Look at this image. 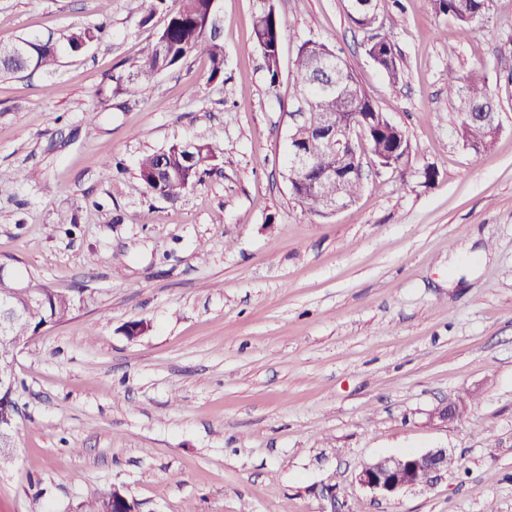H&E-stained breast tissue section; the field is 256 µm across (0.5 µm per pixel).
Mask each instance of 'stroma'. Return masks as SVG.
<instances>
[{
  "label": "stroma",
  "mask_w": 512,
  "mask_h": 512,
  "mask_svg": "<svg viewBox=\"0 0 512 512\" xmlns=\"http://www.w3.org/2000/svg\"><path fill=\"white\" fill-rule=\"evenodd\" d=\"M255 4L220 0L223 80L192 55L131 100L118 79L165 13L0 0V44L61 49L52 73L0 74V262L74 301L18 355L0 512H81L116 488L138 512H512V0H489L468 35L431 0H378L395 84L346 0H273L274 87ZM100 24L102 39L69 50ZM307 39L409 144L393 170L361 144L358 198L324 216L284 177ZM452 69L499 103L487 151L461 139ZM195 140L218 149L196 184L149 192L142 156ZM132 321L147 331L126 335ZM460 400L461 417L431 421ZM432 448L455 460L432 485L386 499L356 481L378 457ZM265 0L256 1L253 33L256 47L260 50L270 86H276L279 78V47L283 23L273 6Z\"/></svg>",
  "instance_id": "1"
}]
</instances>
